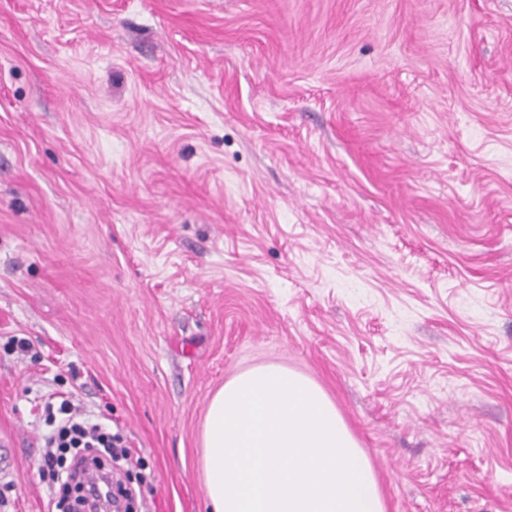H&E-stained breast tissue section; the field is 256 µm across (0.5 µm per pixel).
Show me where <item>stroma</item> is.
Wrapping results in <instances>:
<instances>
[{"label": "stroma", "instance_id": "stroma-1", "mask_svg": "<svg viewBox=\"0 0 512 512\" xmlns=\"http://www.w3.org/2000/svg\"><path fill=\"white\" fill-rule=\"evenodd\" d=\"M266 363L386 512H512V0H0V512H48L58 396L135 512H205Z\"/></svg>", "mask_w": 512, "mask_h": 512}]
</instances>
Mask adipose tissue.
I'll list each match as a JSON object with an SVG mask.
<instances>
[{
  "instance_id": "obj_1",
  "label": "adipose tissue",
  "mask_w": 512,
  "mask_h": 512,
  "mask_svg": "<svg viewBox=\"0 0 512 512\" xmlns=\"http://www.w3.org/2000/svg\"><path fill=\"white\" fill-rule=\"evenodd\" d=\"M200 469L209 512H385L369 458L323 389L280 364L212 397Z\"/></svg>"
}]
</instances>
